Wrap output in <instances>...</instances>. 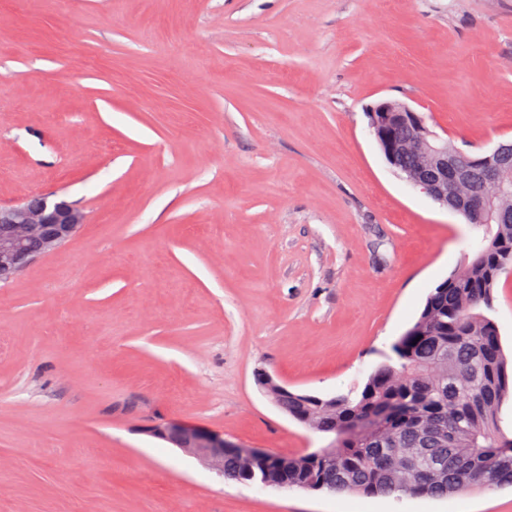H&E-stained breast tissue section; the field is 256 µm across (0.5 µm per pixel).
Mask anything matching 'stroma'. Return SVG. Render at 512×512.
<instances>
[{"mask_svg": "<svg viewBox=\"0 0 512 512\" xmlns=\"http://www.w3.org/2000/svg\"><path fill=\"white\" fill-rule=\"evenodd\" d=\"M384 99L512 140V0H0V206L87 215L0 281V512H512L244 485L151 433L326 447L257 371L363 384L482 237L387 164Z\"/></svg>", "mask_w": 512, "mask_h": 512, "instance_id": "1", "label": "stroma"}]
</instances>
